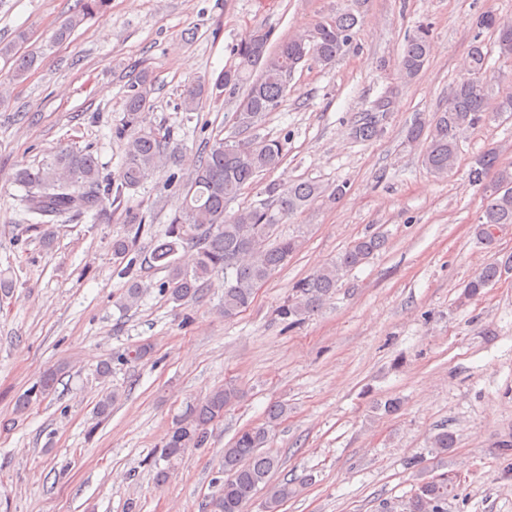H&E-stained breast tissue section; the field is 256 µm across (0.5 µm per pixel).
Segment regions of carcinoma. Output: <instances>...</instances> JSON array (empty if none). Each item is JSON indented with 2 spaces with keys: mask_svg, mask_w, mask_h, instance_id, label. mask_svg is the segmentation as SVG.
I'll return each instance as SVG.
<instances>
[{
  "mask_svg": "<svg viewBox=\"0 0 512 512\" xmlns=\"http://www.w3.org/2000/svg\"><path fill=\"white\" fill-rule=\"evenodd\" d=\"M367 0H348L346 7L316 22L304 33L271 44V32L254 29L241 38L237 47L239 63L219 76L209 87L199 81L183 93V109L194 112L200 101L210 96V88L236 89L247 86L246 94L236 108L237 127L248 130L275 111L288 89V77L302 60H314L327 67L333 65L355 41L356 26ZM108 0H77V9L60 27L63 38L84 20L101 12ZM476 24L497 32L495 46L499 56L512 58V25H498L493 14H481ZM431 50V33L419 25L407 37L399 55V79L409 82L425 66ZM492 50L477 42L470 48L468 77L454 86L446 105L425 117L419 116L407 128L405 138L422 147V162L438 178H445L455 169L460 141L470 130L483 122L493 86H498L496 111L512 112V82L495 74L489 66ZM37 60L34 54L14 58L11 79L26 75ZM152 81L141 73L126 95L125 125L116 135L127 139L125 156L117 178L103 182L98 161L92 152L76 147L61 148L35 170H22L16 182L29 189L25 207L38 219L30 227L50 243L48 220L67 215L81 219L93 212L100 216L107 211L106 202L124 200V194L140 186L154 171L167 162L166 146L160 131L145 125L150 109ZM394 97L388 93L372 101L356 116L351 128L353 137L371 141L384 132L383 121L392 111ZM284 156V144L279 140L219 139L199 152L190 176L182 189L181 209L171 219L165 239L153 247L145 261L152 267L168 272L167 288L174 303L198 299L204 284L213 276L224 274V298L220 312L232 319L251 304L258 285L286 262L301 247L296 237L272 239L275 227L289 215L322 197L326 188L321 184L300 180L286 186L269 184L265 192L270 204L243 207L230 214L228 205L266 172L278 168ZM469 182L482 191L485 204L474 225L473 234L482 244L492 245L493 230L512 225V163L501 161L497 147L487 148L472 163ZM128 233L112 240V253L117 258L128 255L149 226L137 214L126 215ZM385 245L379 233L358 237L334 261L302 278L292 286V293L277 309V316L295 326L318 309L331 296L343 275L368 262ZM181 249L195 251L192 265L185 267L177 254ZM512 271V253L503 254L484 264L467 282L464 299L481 296L504 274ZM144 286L133 281L126 288L120 307L129 311L138 305ZM65 367L46 370L38 384L19 400L17 411L30 410L55 391ZM120 393L107 390L96 406V415L105 418ZM238 397L233 386L217 387L206 396L187 406L184 415L166 434L159 459L165 466L158 468L156 479L164 483L170 468L188 448H200L208 440L209 426L224 418ZM284 404L271 405L265 423L239 431L224 449L226 478L219 494L204 505V512H245L246 506L267 485L272 473L283 462L277 455L264 450L270 432L287 414ZM435 455H446L454 447L452 433L442 430L430 441ZM295 493L293 483L285 481L267 496L265 512H279L280 507ZM459 496L456 480L446 474L421 481L404 504V512H448V503Z\"/></svg>",
  "mask_w": 512,
  "mask_h": 512,
  "instance_id": "obj_1",
  "label": "carcinoma"
}]
</instances>
